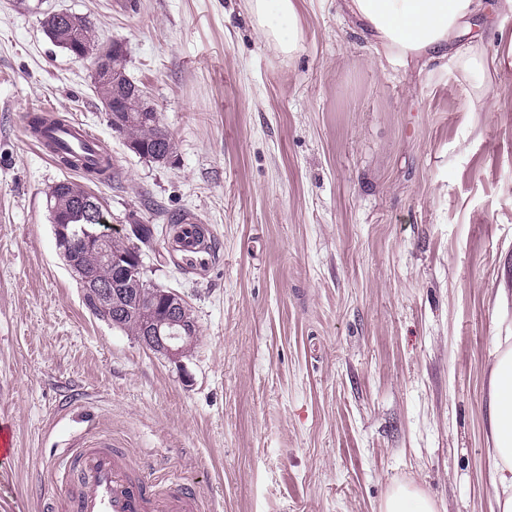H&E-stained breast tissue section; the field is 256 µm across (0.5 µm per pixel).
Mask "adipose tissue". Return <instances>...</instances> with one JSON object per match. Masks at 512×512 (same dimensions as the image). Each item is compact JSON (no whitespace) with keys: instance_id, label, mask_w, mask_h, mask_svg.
I'll return each instance as SVG.
<instances>
[{"instance_id":"ef3b65f1","label":"adipose tissue","mask_w":512,"mask_h":512,"mask_svg":"<svg viewBox=\"0 0 512 512\" xmlns=\"http://www.w3.org/2000/svg\"><path fill=\"white\" fill-rule=\"evenodd\" d=\"M345 5L388 58L447 59L468 74L512 69V39L504 52L490 58L458 43L475 17L488 13L484 0H345ZM250 8L266 40L288 54L298 49L296 0H250ZM487 406L495 512H512V336L502 337L495 347Z\"/></svg>"}]
</instances>
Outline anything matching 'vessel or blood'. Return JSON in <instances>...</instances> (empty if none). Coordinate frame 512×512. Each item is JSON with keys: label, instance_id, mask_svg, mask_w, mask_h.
<instances>
[{"label": "vessel or blood", "instance_id": "b4317fda", "mask_svg": "<svg viewBox=\"0 0 512 512\" xmlns=\"http://www.w3.org/2000/svg\"><path fill=\"white\" fill-rule=\"evenodd\" d=\"M36 145H54L85 160L103 152L101 139L83 123L49 119L38 132L28 133ZM62 476H75L62 512H201L200 494L174 483L159 487L151 479L133 476L125 453L88 424L78 441L52 464Z\"/></svg>", "mask_w": 512, "mask_h": 512}]
</instances>
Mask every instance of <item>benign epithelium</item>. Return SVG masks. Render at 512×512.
I'll return each instance as SVG.
<instances>
[{
	"mask_svg": "<svg viewBox=\"0 0 512 512\" xmlns=\"http://www.w3.org/2000/svg\"><path fill=\"white\" fill-rule=\"evenodd\" d=\"M72 53L77 59L94 57L95 69L102 70L109 65V57L125 53L124 46L120 43L96 47L94 49L77 41ZM54 235L57 246L66 258L67 265L79 270L78 262L81 252L89 247L101 244L100 238H84L76 235L74 225L62 216H55L53 221ZM125 235L131 239H143L155 235V230L150 224H127ZM112 266L118 272L116 281H135L136 273L141 271L142 263L140 252L137 249L129 253L112 257ZM80 283L84 295L92 297L95 301H118V294L98 283L96 275L90 270H80ZM159 302L142 311V323L144 332L139 336L141 343L154 353L165 357L171 362L179 363L185 357L186 343L195 339V325L187 320L177 319L178 312L185 307L184 297L177 291L167 288L157 289Z\"/></svg>",
	"mask_w": 512,
	"mask_h": 512,
	"instance_id": "obj_1",
	"label": "benign epithelium"
}]
</instances>
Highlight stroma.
Here are the masks:
<instances>
[{
    "label": "stroma",
    "mask_w": 512,
    "mask_h": 512,
    "mask_svg": "<svg viewBox=\"0 0 512 512\" xmlns=\"http://www.w3.org/2000/svg\"><path fill=\"white\" fill-rule=\"evenodd\" d=\"M288 54L248 0H0V512L62 505L50 465L93 420L132 468L197 489L203 512H379L415 485L438 512H493L494 338L512 328V72L377 53L344 0H298ZM124 44L173 153L129 151L93 58L49 13ZM488 93L478 97L476 86ZM84 123L112 156L88 183L109 229L206 225L214 254L147 275L190 305L182 362L92 315L46 206L76 174L26 136L27 114ZM68 14L67 18H61L60 21H57L55 16L45 20V27L54 42L67 51V47H70L74 41L75 33H79L86 43L98 42L86 17L74 13Z\"/></svg>",
    "instance_id": "obj_1"
}]
</instances>
